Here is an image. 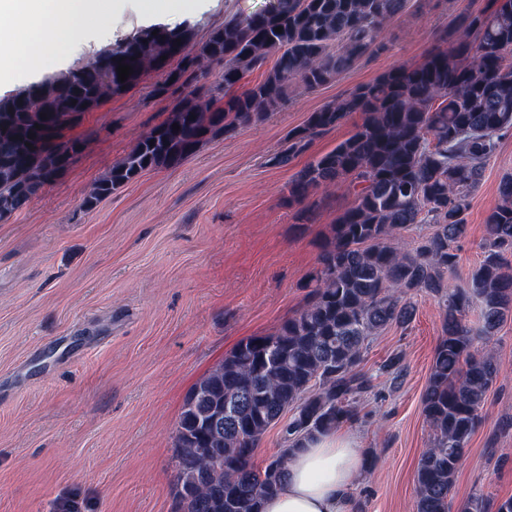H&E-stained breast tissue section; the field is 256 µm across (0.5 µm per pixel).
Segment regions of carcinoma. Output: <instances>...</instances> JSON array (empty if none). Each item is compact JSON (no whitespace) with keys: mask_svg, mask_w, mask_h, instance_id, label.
<instances>
[{"mask_svg":"<svg viewBox=\"0 0 512 512\" xmlns=\"http://www.w3.org/2000/svg\"><path fill=\"white\" fill-rule=\"evenodd\" d=\"M407 4L273 0L225 20L195 51L189 25H155L77 68L0 98V222L76 160L83 142L65 131L148 73L161 75L157 95L174 86L186 93L171 116L94 185L83 202L88 209L147 170L179 166L208 135H232L264 118L282 105L293 82L314 89L350 69L379 49L384 27ZM448 41L422 64L390 70L310 113L271 158L286 167L349 114H361L353 135L314 157L288 184V201L297 204L340 183L353 196L308 282L309 301L275 334L241 341L184 402L174 446L180 512H259L261 500L279 490L290 452L361 419V400L376 380L359 369L365 343L389 326H408L410 296L421 293L442 303L443 319L421 398L433 437L415 474L416 512H512L511 497L492 504L479 493L454 511L451 496L500 370L475 343H490L512 319V174L501 178L499 202L485 219L481 263L463 286L444 281L457 266L454 244L467 236L468 199L512 130V0H490L484 11L464 14ZM272 54L264 80L246 83ZM175 58L179 64L171 69ZM120 62L133 68L123 83ZM212 65L222 66L224 103L217 107L194 88ZM414 224L436 230L409 248L397 235ZM474 308L476 329L469 320ZM378 374L402 377V356H389ZM221 412L223 425L210 427ZM279 423L283 451L254 467L264 435Z\"/></svg>","mask_w":512,"mask_h":512,"instance_id":"carcinoma-1","label":"carcinoma"}]
</instances>
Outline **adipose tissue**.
<instances>
[{"label": "adipose tissue", "mask_w": 512, "mask_h": 512, "mask_svg": "<svg viewBox=\"0 0 512 512\" xmlns=\"http://www.w3.org/2000/svg\"><path fill=\"white\" fill-rule=\"evenodd\" d=\"M119 0H0V72L21 75L52 67L80 37L111 22ZM36 36V53L4 52ZM363 468L354 437L331 433L291 454L280 490L262 502V512H351L350 489Z\"/></svg>", "instance_id": "1"}]
</instances>
